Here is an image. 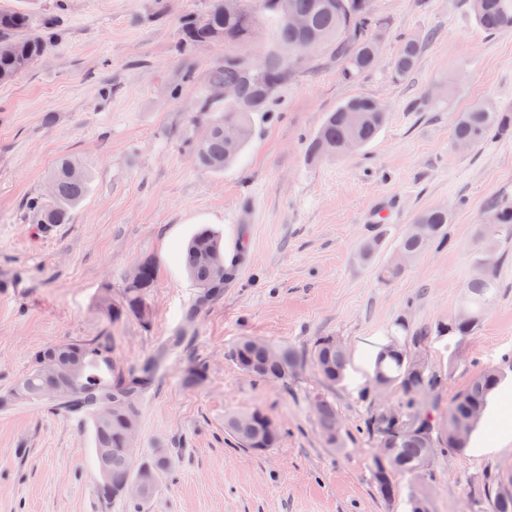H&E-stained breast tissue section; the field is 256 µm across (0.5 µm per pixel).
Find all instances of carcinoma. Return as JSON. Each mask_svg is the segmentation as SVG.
Here are the masks:
<instances>
[{
    "mask_svg": "<svg viewBox=\"0 0 512 512\" xmlns=\"http://www.w3.org/2000/svg\"><path fill=\"white\" fill-rule=\"evenodd\" d=\"M470 7L481 29L495 34L512 29V0H469ZM295 13L307 20L303 28L292 27L285 13ZM275 23L279 51L263 62L255 63L240 54L224 56V65L209 75L210 94L199 104V111L209 112L210 133L195 144L198 163L219 172L234 162L254 133V115L268 111L280 87L291 77L297 53L330 46L342 60L343 76L355 80L373 70L378 62L384 24L377 21L373 0H234V7H225L223 0H210L202 16H188L182 23V44L196 46L223 40L242 43L250 39L252 27L259 19ZM49 37L31 32L27 13L0 9V73L17 75V67L25 57L40 50ZM422 46L418 40L401 41L394 60V73L399 78L411 74L417 66ZM233 88L236 95L223 96L224 89ZM387 119V111L378 101L369 97H352L327 113L321 126L309 139L308 156L324 155V146L330 145L332 157L349 154L350 143L362 148L380 133ZM237 129L236 140L224 139V126ZM512 132V116L487 105H475L457 114L453 138L470 147L484 142L489 136L505 137ZM88 172L68 156L58 159L48 176L50 191L47 197L37 196L26 201V208L38 214L41 224H65L71 209L84 200L90 188ZM490 222L501 227L500 234L512 236V208L497 201L487 211ZM450 215L443 208H428L418 212L414 223L426 228V236L416 237L405 231L399 238L395 253L405 262L389 260L378 267L383 282L400 278L406 263L417 259L432 244L446 240V226ZM385 229L364 244L360 256L370 260L382 247ZM476 240L481 246L479 263L494 267L498 258L492 243L486 240L483 227H478ZM185 267L198 288L195 303L184 314V330H189L202 309L222 294L224 281L231 276L236 260L224 262V245L210 227L203 225L191 236L185 253ZM139 277L126 282L119 304H112L108 292H103L98 307L108 317H133L144 325L150 324L149 305L151 289L156 285L157 271L152 260L137 262ZM499 283L490 274L473 279L468 285L466 310L472 321L452 320L436 328L440 336H462L470 333L490 302L498 293ZM392 336L412 337L420 342L428 331L414 333L403 319L394 323ZM184 337L174 336L154 358L127 372L114 369L112 346L108 340L62 341L34 352L27 370L0 394V408L7 409L19 403L48 406L66 415L85 420L91 429L94 462L100 481L97 494L106 503L122 501L138 509L154 494L161 478L173 470L176 457L167 448H157L137 468H132L127 452V420L139 414L141 396L146 383L161 369L168 351L182 346ZM235 364L244 372L262 380L285 383L288 377L306 364H311L323 382L334 387L339 384L347 367V353L333 336H321L307 357L290 346L257 343L251 337L240 338L230 351ZM51 357L59 363L78 359L83 373L75 392L61 396L59 377L43 370V360ZM512 371V354L501 364L476 377L470 386L448 405L445 429H440L437 415L436 391L442 376L422 369L416 372L410 366V352L393 340L379 349L374 372L362 390V397L373 399L378 389H395L406 398L400 411L389 412L384 405H371L364 421V432L376 446L390 442V451L382 458L371 457L369 470L373 487L385 501L400 495L397 477H409L414 482L407 505L409 512H431V498L426 490V476L430 475L439 452L466 450L471 434L481 418L491 393L501 384L504 375ZM106 404L112 405V416L98 415ZM320 432L332 448L342 445V430L336 405L327 398L314 404ZM227 430L251 451L273 448L279 442V430L260 410L231 415L225 421ZM490 512H512V479L503 483L499 477L488 484V499L478 501L475 512L484 504Z\"/></svg>",
    "mask_w": 512,
    "mask_h": 512,
    "instance_id": "carcinoma-1",
    "label": "carcinoma"
}]
</instances>
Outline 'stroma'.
<instances>
[{
  "mask_svg": "<svg viewBox=\"0 0 512 512\" xmlns=\"http://www.w3.org/2000/svg\"><path fill=\"white\" fill-rule=\"evenodd\" d=\"M209 0H0L30 14L34 33L58 17L52 46L31 69L0 83V392L31 354L67 340L110 337L117 369L153 356L177 329L197 290L181 263L198 223L219 230L238 260L223 295L198 317L182 352L144 391L138 460L154 449L178 465L142 512H406L370 480L374 445L363 431L360 388L393 323L413 330L455 319L479 271L475 233L494 198L512 201V137L459 151L457 113L487 103L512 114V30L490 35L468 0H375L389 27L371 72L343 79L333 48L305 51L241 159L200 168L194 145L206 121L197 106L229 48L214 41L181 52L185 16ZM422 44L413 74L393 73L403 38ZM366 96L388 119L377 138L344 158L305 157L327 112ZM71 156L91 173L68 223L43 228L25 208L56 161ZM450 213L448 241L428 248L391 283L377 267L416 212ZM386 240L373 261L359 256L376 225ZM500 288L466 336H435L413 357L440 373L447 408L483 370L512 353V237L496 241ZM149 258L157 283L150 326L112 320L102 290L120 301L130 268ZM310 350L321 336L342 342L344 381L326 390L312 367L287 383L238 368L227 351L240 337ZM200 368V384L185 381ZM328 394L344 445L330 448L313 402ZM260 409L278 426L277 447L254 453L224 429L231 413ZM512 470V377L492 395L460 454H439L428 487L433 512H471L488 476ZM89 430L51 409L0 410V512H127L96 493Z\"/></svg>",
  "mask_w": 512,
  "mask_h": 512,
  "instance_id": "1",
  "label": "stroma"
}]
</instances>
